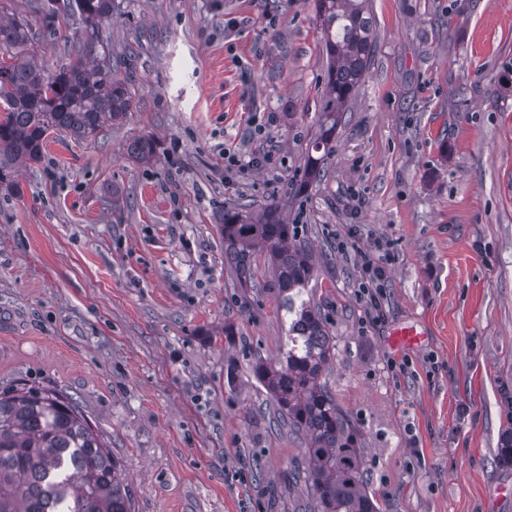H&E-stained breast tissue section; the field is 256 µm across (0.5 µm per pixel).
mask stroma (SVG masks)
Returning a JSON list of instances; mask_svg holds the SVG:
<instances>
[{
    "label": "stroma",
    "mask_w": 512,
    "mask_h": 512,
    "mask_svg": "<svg viewBox=\"0 0 512 512\" xmlns=\"http://www.w3.org/2000/svg\"><path fill=\"white\" fill-rule=\"evenodd\" d=\"M41 2L0 15L39 32L52 69L80 26L45 34ZM118 3L130 112L86 139L49 134L41 161L0 178V391L77 398L132 512H302L303 445L251 374L278 357L284 312L264 258L240 287L218 228L224 209L276 201L314 246L336 341L324 380L380 512H512V0H370L369 72L301 197L288 187L325 87L314 0ZM141 135L147 163L126 154ZM267 141L273 165L225 170V150ZM381 240L375 323L360 254ZM404 326L418 343L393 344Z\"/></svg>",
    "instance_id": "35a3bbf8"
}]
</instances>
